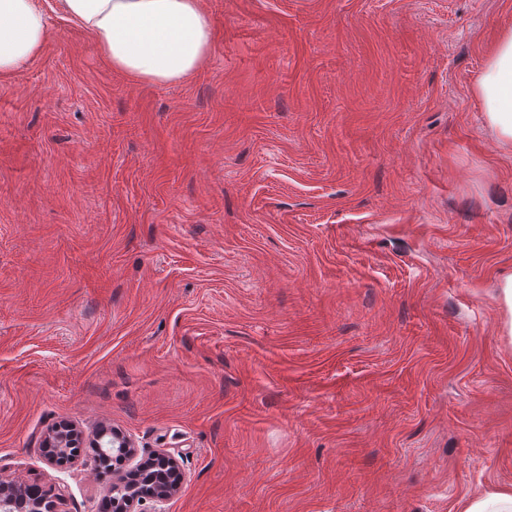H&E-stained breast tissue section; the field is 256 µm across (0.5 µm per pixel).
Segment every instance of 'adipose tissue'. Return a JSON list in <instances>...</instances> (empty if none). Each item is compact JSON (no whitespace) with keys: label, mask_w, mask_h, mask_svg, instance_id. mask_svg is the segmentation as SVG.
<instances>
[{"label":"adipose tissue","mask_w":512,"mask_h":512,"mask_svg":"<svg viewBox=\"0 0 512 512\" xmlns=\"http://www.w3.org/2000/svg\"><path fill=\"white\" fill-rule=\"evenodd\" d=\"M113 69L158 85L184 80L206 62L212 22L202 0H59ZM48 20L36 0H0V77L41 51ZM487 128L512 146V27L502 30L475 82Z\"/></svg>","instance_id":"ef3b65f1"}]
</instances>
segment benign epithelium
<instances>
[{"instance_id":"obj_1","label":"benign epithelium","mask_w":512,"mask_h":512,"mask_svg":"<svg viewBox=\"0 0 512 512\" xmlns=\"http://www.w3.org/2000/svg\"><path fill=\"white\" fill-rule=\"evenodd\" d=\"M91 448H110L114 456L122 462L136 461L133 472L138 473L150 466L162 464L171 474V480H160L152 487H142L120 472H112L113 512H166L165 504L179 491L182 483L178 461L163 450L137 458V448L129 436L117 429L100 426L90 437L69 424L50 427L43 439L47 448L46 459L52 466L71 464L78 459L79 448L83 443ZM22 480L0 477V512H61L58 499L49 493L20 491Z\"/></svg>"}]
</instances>
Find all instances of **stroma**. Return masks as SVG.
Instances as JSON below:
<instances>
[{
	"label": "stroma",
	"mask_w": 512,
	"mask_h": 512,
	"mask_svg": "<svg viewBox=\"0 0 512 512\" xmlns=\"http://www.w3.org/2000/svg\"><path fill=\"white\" fill-rule=\"evenodd\" d=\"M0 80V476L98 512L106 424L167 512H459L512 486V0H203L205 65L112 69L57 0ZM487 128L503 145L512 146V27L502 30L475 82ZM498 299L503 311V336H510L512 339V274L501 280ZM84 442V434L72 425L58 424L50 427L43 439V448H47V462L52 466L75 462L79 456L76 448H82Z\"/></svg>",
	"instance_id": "stroma-1"
}]
</instances>
